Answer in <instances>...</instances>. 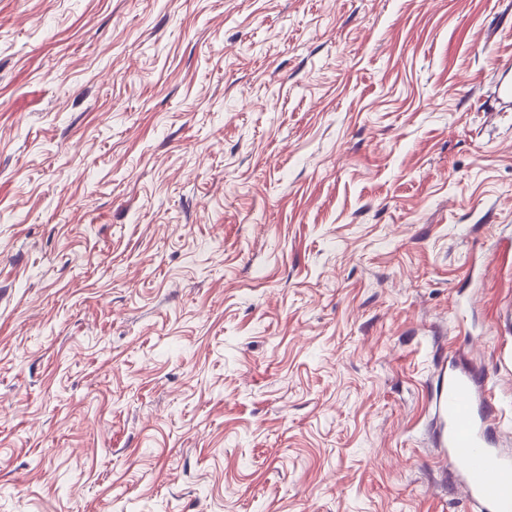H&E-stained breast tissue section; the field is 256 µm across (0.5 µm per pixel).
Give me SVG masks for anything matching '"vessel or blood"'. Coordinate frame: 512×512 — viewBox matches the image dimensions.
Listing matches in <instances>:
<instances>
[{
	"instance_id": "b4317fda",
	"label": "vessel or blood",
	"mask_w": 512,
	"mask_h": 512,
	"mask_svg": "<svg viewBox=\"0 0 512 512\" xmlns=\"http://www.w3.org/2000/svg\"><path fill=\"white\" fill-rule=\"evenodd\" d=\"M443 451L459 469L460 487L481 512H512V457L495 451L491 397H478L469 375L452 371L437 395Z\"/></svg>"
}]
</instances>
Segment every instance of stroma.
Instances as JSON below:
<instances>
[{"instance_id": "35a3bbf8", "label": "stroma", "mask_w": 512, "mask_h": 512, "mask_svg": "<svg viewBox=\"0 0 512 512\" xmlns=\"http://www.w3.org/2000/svg\"><path fill=\"white\" fill-rule=\"evenodd\" d=\"M508 57L512 0H0V512H475ZM437 406L443 451L458 466L464 496L483 512H512V458L491 448L489 440L492 397L481 399L469 375L451 371Z\"/></svg>"}]
</instances>
